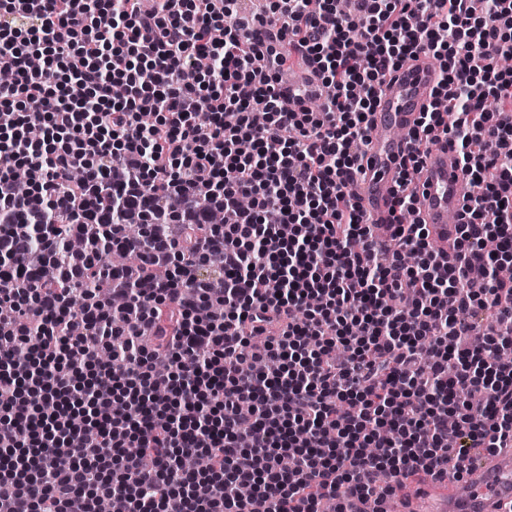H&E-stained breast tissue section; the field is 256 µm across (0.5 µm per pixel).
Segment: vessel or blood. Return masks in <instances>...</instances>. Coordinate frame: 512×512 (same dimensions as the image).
<instances>
[{
  "label": "vessel or blood",
  "instance_id": "obj_1",
  "mask_svg": "<svg viewBox=\"0 0 512 512\" xmlns=\"http://www.w3.org/2000/svg\"><path fill=\"white\" fill-rule=\"evenodd\" d=\"M436 76L429 58L420 55L407 61L383 86L371 116L370 137L355 191L366 223L385 241L392 233L391 189L407 152L405 136L429 101ZM468 194L469 183L455 152L445 143L434 145L423 158L418 213L438 248H447L448 237L454 232L452 220L462 213ZM465 483L467 494L444 499L421 495L407 508L409 512H506V504L512 503V448L470 451Z\"/></svg>",
  "mask_w": 512,
  "mask_h": 512
}]
</instances>
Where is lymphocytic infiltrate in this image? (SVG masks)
Segmentation results:
<instances>
[{
	"mask_svg": "<svg viewBox=\"0 0 512 512\" xmlns=\"http://www.w3.org/2000/svg\"><path fill=\"white\" fill-rule=\"evenodd\" d=\"M352 2L0 0V512H351L512 447V0ZM420 55L386 245L353 183ZM440 138L483 187L444 255ZM469 183L457 155L443 142L434 145L423 158L419 181L418 213L428 225L434 245L448 252V235L454 234L466 198ZM453 217V223L448 218Z\"/></svg>",
	"mask_w": 512,
	"mask_h": 512,
	"instance_id": "1",
	"label": "lymphocytic infiltrate"
}]
</instances>
